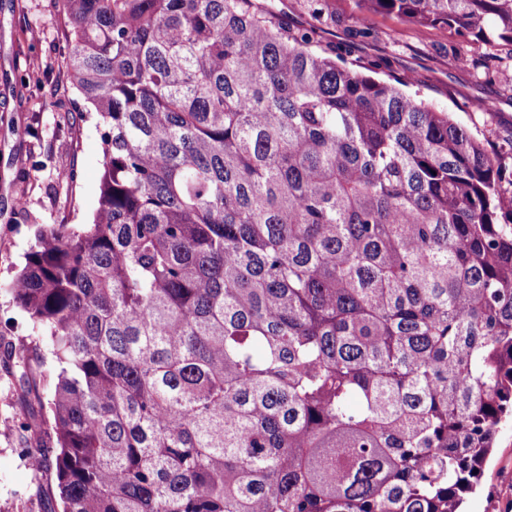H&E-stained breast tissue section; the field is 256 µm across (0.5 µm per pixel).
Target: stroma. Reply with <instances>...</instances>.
Here are the masks:
<instances>
[{"label": "stroma", "mask_w": 512, "mask_h": 512, "mask_svg": "<svg viewBox=\"0 0 512 512\" xmlns=\"http://www.w3.org/2000/svg\"><path fill=\"white\" fill-rule=\"evenodd\" d=\"M279 20L294 28L316 29L322 41L347 47L348 66L372 61L388 64V73H409L410 94L453 117L476 138L487 141L512 166V46L494 51V80L479 78L462 63L465 44L450 30L415 25L405 18L366 12L358 0H263ZM39 39H32L31 29ZM68 19L63 0H0V512H53L49 496L53 476L18 457L17 449L50 441V426L34 432L18 428L32 396L9 363V350L23 347L46 354L39 335L8 291L34 243L39 224H87L96 208L102 171L100 131L94 122H59L65 112L89 105L66 68ZM42 81L28 83L29 68ZM479 100L494 109L476 108ZM76 170L75 180L60 171ZM464 512H512V423L505 426L483 467Z\"/></svg>", "instance_id": "stroma-1"}]
</instances>
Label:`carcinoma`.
<instances>
[{
    "label": "carcinoma",
    "mask_w": 512,
    "mask_h": 512,
    "mask_svg": "<svg viewBox=\"0 0 512 512\" xmlns=\"http://www.w3.org/2000/svg\"><path fill=\"white\" fill-rule=\"evenodd\" d=\"M481 63L512 0H362ZM90 224L10 287L62 512H460L512 420V170L254 0H64Z\"/></svg>",
    "instance_id": "cac0c4a2"
}]
</instances>
